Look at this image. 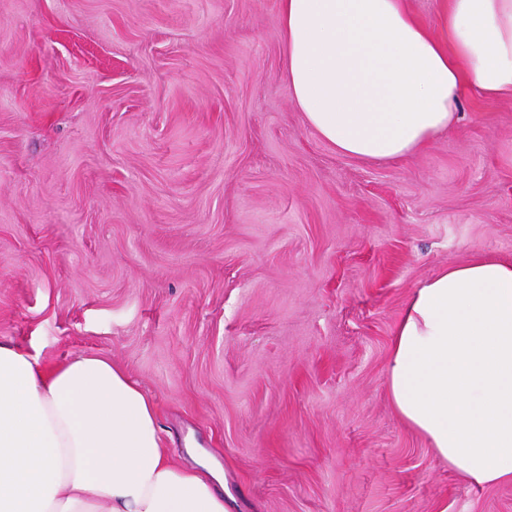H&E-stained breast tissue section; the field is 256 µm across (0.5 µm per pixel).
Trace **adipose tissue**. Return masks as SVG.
<instances>
[{"label": "adipose tissue", "instance_id": "1", "mask_svg": "<svg viewBox=\"0 0 512 512\" xmlns=\"http://www.w3.org/2000/svg\"><path fill=\"white\" fill-rule=\"evenodd\" d=\"M286 81L342 155L405 157L457 120V90L512 95V0H448L444 36L404 0H281ZM399 417L474 484L512 483V262L424 281L395 324ZM224 475L181 465L156 405L110 357L55 364L0 341V512H228Z\"/></svg>", "mask_w": 512, "mask_h": 512}]
</instances>
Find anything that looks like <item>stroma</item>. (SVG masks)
<instances>
[{
    "mask_svg": "<svg viewBox=\"0 0 512 512\" xmlns=\"http://www.w3.org/2000/svg\"><path fill=\"white\" fill-rule=\"evenodd\" d=\"M280 0H0V339L112 358L232 512H512L395 413L418 285L512 261V96L372 163L305 123Z\"/></svg>",
    "mask_w": 512,
    "mask_h": 512,
    "instance_id": "obj_1",
    "label": "stroma"
}]
</instances>
